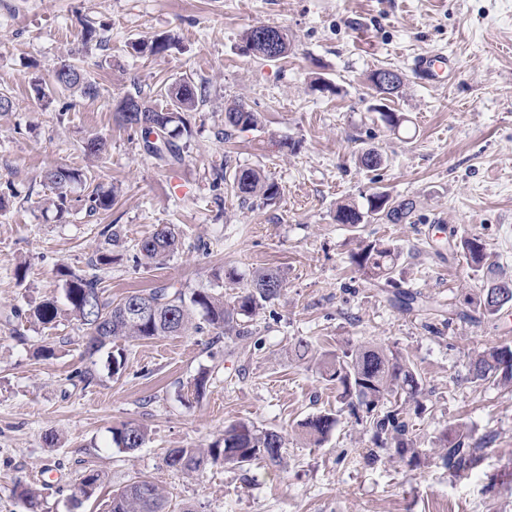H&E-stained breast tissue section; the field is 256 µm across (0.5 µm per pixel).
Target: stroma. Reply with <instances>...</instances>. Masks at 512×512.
I'll use <instances>...</instances> for the list:
<instances>
[{
	"label": "stroma",
	"instance_id": "stroma-1",
	"mask_svg": "<svg viewBox=\"0 0 512 512\" xmlns=\"http://www.w3.org/2000/svg\"><path fill=\"white\" fill-rule=\"evenodd\" d=\"M82 15L106 24V46H83ZM260 24L287 31V57L242 53L243 32ZM167 33L179 45L158 55L127 46ZM431 51L455 59L451 79L415 77L414 58ZM63 62L99 96L37 99L35 81H50ZM379 69L403 76L387 102L404 118L397 130L373 110L369 77ZM183 77L203 87L204 101L190 115L186 161L173 169L113 109L135 91L166 105ZM0 91L14 102L0 114V512H110L113 492L141 475L165 488L168 512H512V387L475 384L468 372L478 351L512 345V310L497 321L460 318L483 274L445 244L479 235L512 278V0H0ZM234 101L260 112L261 128L224 137ZM93 135L106 151L91 160L83 143ZM370 147L383 156L374 170L359 162ZM62 164L117 187L112 209L90 210L80 186L69 213L49 208L54 192L40 174ZM226 167L261 170L279 199L263 205L226 184L213 189ZM173 174L185 195L170 189ZM382 190L415 201L409 223H337L338 205H364ZM108 224L128 241L168 224L181 241L161 267L120 253L100 273L112 297L164 284L212 288L225 267L281 269L285 288L254 318L252 335L134 342L122 375H111L107 352L87 358L56 274L62 264L86 268ZM374 240L403 251L394 286L350 262ZM397 289L422 293L427 310L401 308ZM46 299L59 309L48 325L31 316ZM301 340L310 345L303 359L294 353ZM43 345L53 358L40 355ZM358 345L401 351L420 374L419 464L386 454L366 462L368 427L338 412L335 385L320 377L322 355ZM87 368L89 383L79 377ZM203 373L198 397L187 384ZM324 412L339 421L308 447L301 425ZM240 421L283 435V470L262 461L189 474L167 466L170 449L208 447ZM125 425L147 427L144 447L113 445V429ZM455 425L487 440L481 465L461 478L435 446ZM90 468L101 482L87 499L78 483ZM26 488L37 492L35 507L20 497Z\"/></svg>",
	"mask_w": 512,
	"mask_h": 512
}]
</instances>
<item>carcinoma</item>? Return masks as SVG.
<instances>
[{"label": "carcinoma", "instance_id": "obj_1", "mask_svg": "<svg viewBox=\"0 0 512 512\" xmlns=\"http://www.w3.org/2000/svg\"><path fill=\"white\" fill-rule=\"evenodd\" d=\"M273 30L268 25L253 26L242 35L241 50L263 60L267 59L261 35ZM81 41L84 45L98 46L106 42L104 28L90 22L83 23ZM172 46L169 36H159L151 41L134 40L128 47L137 53L151 55L168 51ZM35 91L41 98L57 91H71L81 97L99 95L98 86L89 81L82 71L72 65L52 71V82L36 84ZM171 106H157L141 97V92L128 93L116 104L117 119L136 129L146 151L168 166L185 160L184 149L191 137L186 114L195 110L202 91L190 80L182 78L167 90ZM261 123L259 113L241 103L224 109V138L234 131H249ZM166 135L165 148L150 146V137ZM44 183L55 189L54 206L63 213L68 209V197L73 186L87 184L85 173L67 165H55L42 174ZM232 191L243 199H256L271 205L280 197V189L254 168L235 172ZM117 191L94 187L88 195L93 211L112 208ZM416 204L410 199L397 200L387 192H374L366 197V205L341 204L336 209V221L356 226L370 220L402 224L412 217ZM104 237L95 258L88 262L89 271H75L60 266L56 273L64 281L68 311L87 331L86 350L94 355L118 340L137 341L156 336H182L190 331L199 332L208 327L217 336H249L252 334L247 321L273 304L285 287V279L276 268H258L245 280L234 268L215 273V279L234 291L230 300L222 293L193 290L189 293L172 285H161L148 291H132L118 300L106 295L97 274L102 267L112 264L113 249L123 246L120 232L110 224L100 231ZM465 258L489 277L483 282L479 295L467 301L473 311L491 320L512 306V279L496 275L484 264V244L473 235L455 244ZM178 249V237L167 225L136 244L135 263L146 261L163 265ZM401 252L381 241H372L350 255V262L364 276L385 283L393 282ZM58 314L55 302L48 300L34 311L43 324L53 322ZM471 380L483 384H512V345H492L470 360ZM322 379L336 385L340 403L345 405L356 421L369 426L374 448L369 458L373 461L380 452L391 451L401 459H420V451L412 439L413 424L406 410V402L420 393V382L415 368L403 355L390 349L360 346L347 350L321 363ZM338 422L333 413L317 414L301 424L302 437L310 446L321 445ZM148 430L140 425H125L112 431V442L118 448L136 450L146 444ZM283 436L272 430L260 429L247 422H237L224 427V435L208 448H173L166 463L169 467L185 472H197L207 463H224L243 467L256 460L271 466H282ZM442 464L453 477L466 475L483 461V449L473 442L472 434L457 427L443 431L437 437ZM168 495L148 477H136L112 495L110 512H166Z\"/></svg>", "mask_w": 512, "mask_h": 512}]
</instances>
